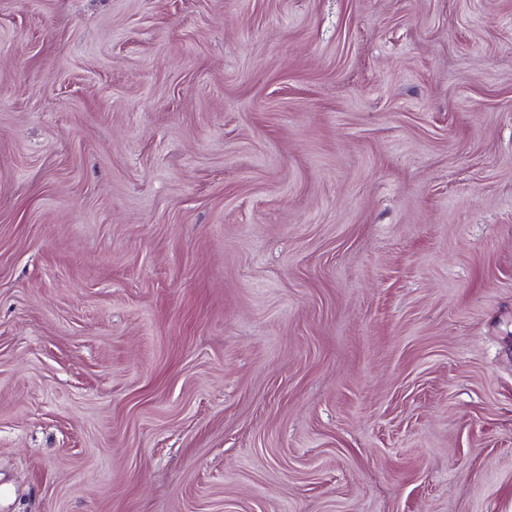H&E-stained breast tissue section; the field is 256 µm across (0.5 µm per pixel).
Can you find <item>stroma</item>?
I'll use <instances>...</instances> for the list:
<instances>
[{
  "mask_svg": "<svg viewBox=\"0 0 512 512\" xmlns=\"http://www.w3.org/2000/svg\"><path fill=\"white\" fill-rule=\"evenodd\" d=\"M0 512H512V0H0Z\"/></svg>",
  "mask_w": 512,
  "mask_h": 512,
  "instance_id": "35a3bbf8",
  "label": "stroma"
}]
</instances>
